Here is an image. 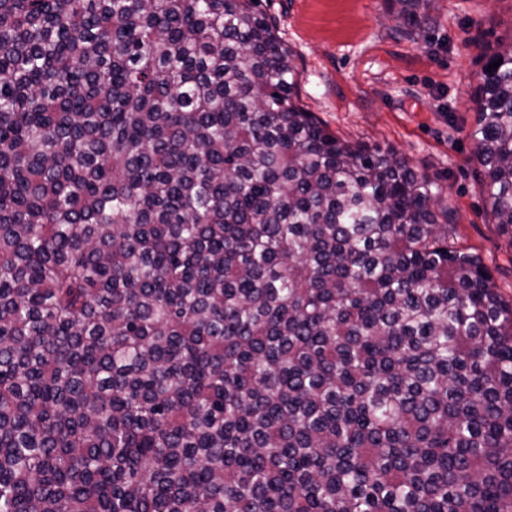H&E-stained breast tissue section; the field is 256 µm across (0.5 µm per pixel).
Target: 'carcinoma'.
<instances>
[{"mask_svg":"<svg viewBox=\"0 0 512 512\" xmlns=\"http://www.w3.org/2000/svg\"><path fill=\"white\" fill-rule=\"evenodd\" d=\"M260 2L0 0V512H512V304Z\"/></svg>","mask_w":512,"mask_h":512,"instance_id":"cac0c4a2","label":"carcinoma"}]
</instances>
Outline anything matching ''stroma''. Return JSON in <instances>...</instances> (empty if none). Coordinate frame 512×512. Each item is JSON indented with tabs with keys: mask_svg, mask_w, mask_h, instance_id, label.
<instances>
[{
	"mask_svg": "<svg viewBox=\"0 0 512 512\" xmlns=\"http://www.w3.org/2000/svg\"><path fill=\"white\" fill-rule=\"evenodd\" d=\"M299 79L294 101L334 135L389 146L441 193L459 243L512 302V239L492 220L470 132L482 49L512 40V0H262ZM415 12L422 36L402 31Z\"/></svg>",
	"mask_w": 512,
	"mask_h": 512,
	"instance_id": "obj_1",
	"label": "stroma"
}]
</instances>
